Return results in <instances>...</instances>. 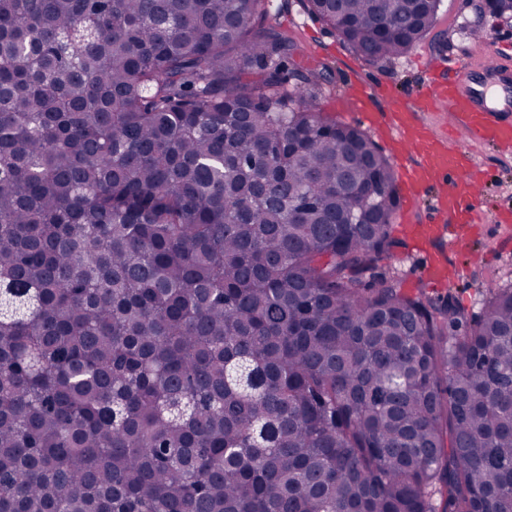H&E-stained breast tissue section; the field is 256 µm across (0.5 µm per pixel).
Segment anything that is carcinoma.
<instances>
[{
	"mask_svg": "<svg viewBox=\"0 0 512 512\" xmlns=\"http://www.w3.org/2000/svg\"><path fill=\"white\" fill-rule=\"evenodd\" d=\"M300 2L377 62L442 0ZM267 17L0 0V512H512V284L401 288Z\"/></svg>",
	"mask_w": 512,
	"mask_h": 512,
	"instance_id": "1",
	"label": "carcinoma"
}]
</instances>
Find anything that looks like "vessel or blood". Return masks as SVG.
<instances>
[{
    "instance_id": "b4317fda",
    "label": "vessel or blood",
    "mask_w": 512,
    "mask_h": 512,
    "mask_svg": "<svg viewBox=\"0 0 512 512\" xmlns=\"http://www.w3.org/2000/svg\"><path fill=\"white\" fill-rule=\"evenodd\" d=\"M391 119L386 125L399 186L405 199V222L417 240L442 238L447 226L480 221L477 183L482 175L474 149L512 147V58L493 62L464 57L446 74H434L415 99L386 91ZM448 115L449 134L433 130L427 117ZM433 203L425 216L415 204L424 196Z\"/></svg>"
}]
</instances>
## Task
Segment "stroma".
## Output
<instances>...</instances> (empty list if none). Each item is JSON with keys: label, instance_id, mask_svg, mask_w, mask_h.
Instances as JSON below:
<instances>
[{"label": "stroma", "instance_id": "stroma-1", "mask_svg": "<svg viewBox=\"0 0 512 512\" xmlns=\"http://www.w3.org/2000/svg\"><path fill=\"white\" fill-rule=\"evenodd\" d=\"M269 24L286 31L299 47L294 61L304 67L327 65L332 81L323 85L318 96L320 109L337 120L361 128L369 134L382 153L390 148L383 125L388 118L382 113V97L373 95L366 102L368 111L378 114L376 124L362 122L358 113L346 103L350 81L368 78L375 86L393 87L411 99L421 89L423 71L437 59H455L476 53L482 56L505 51L512 39V18L491 14L478 15L466 7L464 0H442L434 28L403 56L372 63L354 53L334 31L311 18L299 0H270ZM479 161L489 172L477 204L483 223L473 225L463 242L453 244L442 239L431 243L433 251L443 253L457 275L443 285L431 283L426 274V257L421 245L407 235L403 214H396L395 236L406 242L390 264L399 274L405 290L426 288L430 295L455 294L468 311L478 309L483 291L512 280V155L500 157L490 149L481 150Z\"/></svg>", "mask_w": 512, "mask_h": 512}]
</instances>
